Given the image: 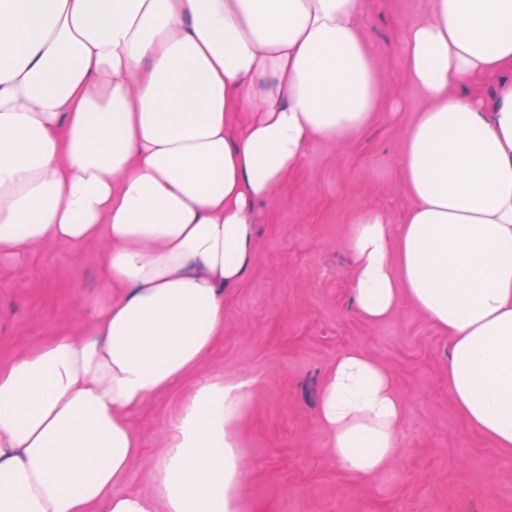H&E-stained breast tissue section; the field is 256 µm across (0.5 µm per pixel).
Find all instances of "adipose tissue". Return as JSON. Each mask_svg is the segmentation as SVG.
I'll list each match as a JSON object with an SVG mask.
<instances>
[{"label": "adipose tissue", "mask_w": 512, "mask_h": 512, "mask_svg": "<svg viewBox=\"0 0 512 512\" xmlns=\"http://www.w3.org/2000/svg\"><path fill=\"white\" fill-rule=\"evenodd\" d=\"M367 8L0 0V255L103 240L105 282L124 290L86 309L90 339L0 366V512H245L243 382L196 384L157 495L113 486L140 453L131 414L224 330V291L254 259V203L314 142L371 122ZM402 38L404 76L430 102L400 158L415 204L396 228L381 210L357 219L356 310L379 322L409 298L448 335L464 420L512 449V0H432ZM489 76L492 97L461 93ZM318 412L351 474L396 455L403 403L364 354L337 356Z\"/></svg>", "instance_id": "1"}]
</instances>
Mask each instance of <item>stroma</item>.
Returning a JSON list of instances; mask_svg holds the SVG:
<instances>
[{
    "label": "stroma",
    "instance_id": "35a3bbf8",
    "mask_svg": "<svg viewBox=\"0 0 512 512\" xmlns=\"http://www.w3.org/2000/svg\"><path fill=\"white\" fill-rule=\"evenodd\" d=\"M430 0H376L364 36L381 75L376 112L359 134L319 140L286 181L254 207L255 255L225 294L224 333L179 387L150 399L131 421L141 449L116 491L153 493L155 467L194 386L221 378L249 385L240 429L252 465L247 512H512V452L462 418L448 393V337L401 298L385 320L355 312L348 241L358 217L381 209L400 222L414 200L399 160L429 102L402 77L404 24ZM105 241L49 244L0 258V365L90 325L82 307L103 294ZM356 350L391 375L404 404L390 464L362 480L329 458L317 416L337 356Z\"/></svg>",
    "mask_w": 512,
    "mask_h": 512
}]
</instances>
